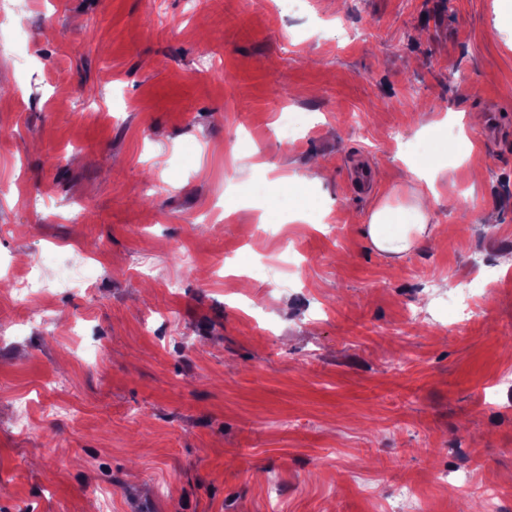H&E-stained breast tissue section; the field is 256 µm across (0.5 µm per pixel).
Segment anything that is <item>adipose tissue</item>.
<instances>
[{"label": "adipose tissue", "mask_w": 512, "mask_h": 512, "mask_svg": "<svg viewBox=\"0 0 512 512\" xmlns=\"http://www.w3.org/2000/svg\"><path fill=\"white\" fill-rule=\"evenodd\" d=\"M428 220L429 211L422 201L398 211L389 207L381 208L371 216L370 241L374 248L384 253L394 256L403 254L423 240ZM389 224L400 225V232L388 234L385 227Z\"/></svg>", "instance_id": "adipose-tissue-1"}]
</instances>
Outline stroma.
<instances>
[{"label": "stroma", "mask_w": 512, "mask_h": 512, "mask_svg": "<svg viewBox=\"0 0 512 512\" xmlns=\"http://www.w3.org/2000/svg\"><path fill=\"white\" fill-rule=\"evenodd\" d=\"M18 11L0 23L28 61L0 56V257L63 263L79 244L104 271L43 330L13 333L30 304L0 288V512H392L404 484L423 512H484L477 487H512V268L472 319L453 313L476 257L512 253V0ZM495 103L503 136L431 126ZM289 107L313 116L294 141L278 132ZM424 134L448 176L429 234L393 259L369 222L416 203L402 173ZM316 158L296 189L321 223H264L278 195L253 200V181ZM246 252L291 258L287 286L247 277ZM53 380L70 416L42 413Z\"/></svg>", "instance_id": "stroma-1"}]
</instances>
